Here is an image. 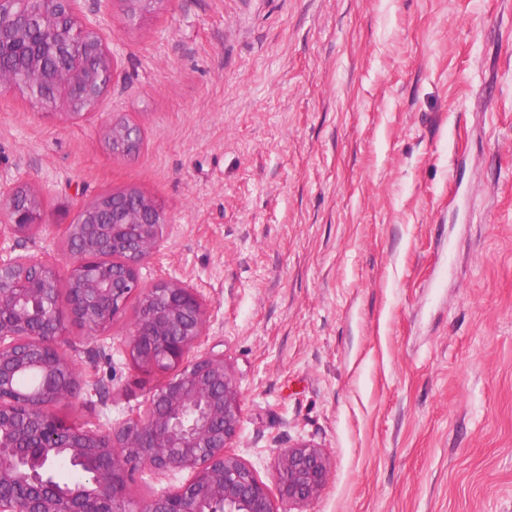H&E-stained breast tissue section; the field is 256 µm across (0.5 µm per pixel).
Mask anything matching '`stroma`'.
Returning a JSON list of instances; mask_svg holds the SVG:
<instances>
[{"label":"stroma","instance_id":"35a3bbf8","mask_svg":"<svg viewBox=\"0 0 512 512\" xmlns=\"http://www.w3.org/2000/svg\"><path fill=\"white\" fill-rule=\"evenodd\" d=\"M115 58L100 113L0 91V170L44 191L17 253L69 264L74 211L134 188L170 215L146 282L207 307L239 380L233 451L277 492L329 455L313 512H512V0H82ZM123 119L140 150L113 154ZM126 323L67 351L106 426L158 382Z\"/></svg>","mask_w":512,"mask_h":512}]
</instances>
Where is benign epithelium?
Instances as JSON below:
<instances>
[{"mask_svg": "<svg viewBox=\"0 0 512 512\" xmlns=\"http://www.w3.org/2000/svg\"><path fill=\"white\" fill-rule=\"evenodd\" d=\"M80 0H0V60L22 74L33 107L65 105L71 116L100 109L114 61L98 20L78 17ZM131 18L162 0H124ZM119 153L136 149L138 127L107 125ZM43 198L0 186V512H305L322 494L330 461L300 441L276 460L273 500L252 465L228 451L242 422L241 390L224 353L205 346L206 307L178 280L144 283L170 216L140 191H107L80 207L62 230L71 258L65 303L60 271L42 254L16 255L15 237L43 230ZM134 304L123 336L135 369L162 374L146 405L108 430L55 411L90 386L62 351L73 326L108 336ZM82 463L76 490L50 478L60 451ZM188 480L136 501L133 473Z\"/></svg>", "mask_w": 512, "mask_h": 512, "instance_id": "7a95c632", "label": "benign epithelium"}]
</instances>
